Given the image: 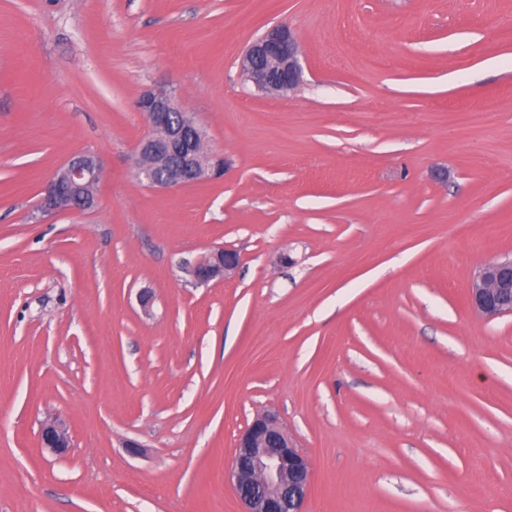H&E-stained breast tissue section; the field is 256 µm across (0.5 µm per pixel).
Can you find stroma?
I'll return each instance as SVG.
<instances>
[{
    "instance_id": "35a3bbf8",
    "label": "stroma",
    "mask_w": 512,
    "mask_h": 512,
    "mask_svg": "<svg viewBox=\"0 0 512 512\" xmlns=\"http://www.w3.org/2000/svg\"><path fill=\"white\" fill-rule=\"evenodd\" d=\"M276 24L304 56L284 97L238 70ZM158 88L223 180L134 178ZM78 152L97 206L42 213ZM218 247L236 272L192 285ZM505 255L512 0H0V512H242L265 412L312 462L304 512H512V314L466 302ZM39 443L57 454L65 453L71 447V438L66 426L57 420L42 423L39 432Z\"/></svg>"
}]
</instances>
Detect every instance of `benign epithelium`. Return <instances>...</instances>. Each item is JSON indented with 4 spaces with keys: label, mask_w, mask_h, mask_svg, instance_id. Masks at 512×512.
I'll return each mask as SVG.
<instances>
[{
    "label": "benign epithelium",
    "mask_w": 512,
    "mask_h": 512,
    "mask_svg": "<svg viewBox=\"0 0 512 512\" xmlns=\"http://www.w3.org/2000/svg\"><path fill=\"white\" fill-rule=\"evenodd\" d=\"M244 82L265 94L286 95L303 81L301 51L286 25L268 29L251 42L238 62ZM150 127L137 145L136 178L161 189L191 186L224 176V158L205 148V133L168 89L143 92L135 102ZM102 161L91 153L72 155L43 188L40 208L46 213L96 206ZM240 263L236 251L218 248L187 269L198 284L227 279ZM469 307L495 317L512 313V258L480 267L467 295ZM39 443L57 454L71 447L66 426L42 423ZM243 512H301L312 488L311 462L272 413L255 418L240 436L229 472Z\"/></svg>",
    "instance_id": "benign-epithelium-1"
}]
</instances>
